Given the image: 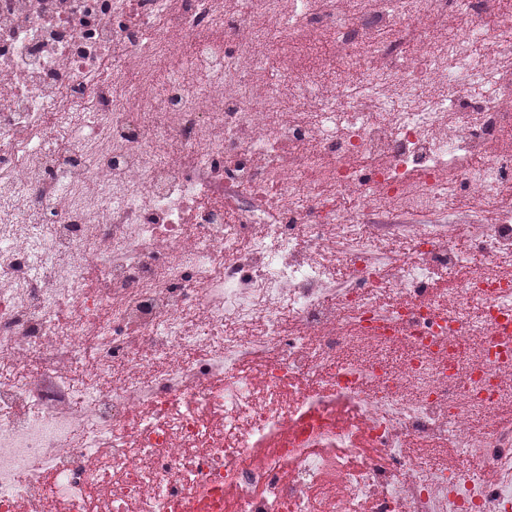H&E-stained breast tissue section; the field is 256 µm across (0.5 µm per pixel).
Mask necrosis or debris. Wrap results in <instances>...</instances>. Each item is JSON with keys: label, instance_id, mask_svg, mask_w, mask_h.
<instances>
[{"label": "necrosis or debris", "instance_id": "obj_1", "mask_svg": "<svg viewBox=\"0 0 512 512\" xmlns=\"http://www.w3.org/2000/svg\"><path fill=\"white\" fill-rule=\"evenodd\" d=\"M509 403L502 0H0V512H512ZM44 135L58 152L69 151L72 145V138L68 129L60 125L54 117H48L44 127ZM64 136L62 140L61 136Z\"/></svg>", "mask_w": 512, "mask_h": 512}]
</instances>
